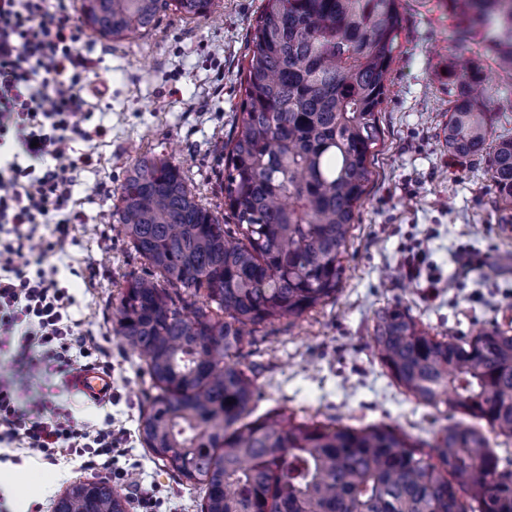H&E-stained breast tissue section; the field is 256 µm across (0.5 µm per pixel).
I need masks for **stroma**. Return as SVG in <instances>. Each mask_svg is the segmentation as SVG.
<instances>
[{"label": "stroma", "mask_w": 512, "mask_h": 512, "mask_svg": "<svg viewBox=\"0 0 512 512\" xmlns=\"http://www.w3.org/2000/svg\"><path fill=\"white\" fill-rule=\"evenodd\" d=\"M265 0H215L200 19L162 15L150 32L118 41L86 34L97 59L88 89L91 124L109 129L94 143L95 163L74 179L83 218L71 225L66 253L45 250L44 268L74 297L69 313L111 366L112 400L94 404L60 392L78 423L111 421L126 434V461L139 464L164 512H201L203 492L182 483L152 458L138 420L153 393L141 359L112 326V305L142 262L112 230L120 186L142 155L179 164L208 208L224 209V145L234 133L243 97L251 26ZM398 47L389 68L379 123L373 180L353 230L335 300L295 322L277 321L250 336L239 352L254 368L261 394L254 413L274 410L324 422L363 427L387 424L426 442L453 422L447 409L416 404L387 375L371 346L375 312L398 304L432 333L468 336L492 323L512 322V217L493 204L483 161L451 160L442 146L448 118V17L436 0H402ZM425 241L427 264L443 288L427 301L416 283L396 277L409 247ZM488 253L486 264L463 275L464 252ZM78 464L51 466L24 450L0 460V497L10 512L38 498L43 512L75 480L93 479Z\"/></svg>", "instance_id": "35a3bbf8"}]
</instances>
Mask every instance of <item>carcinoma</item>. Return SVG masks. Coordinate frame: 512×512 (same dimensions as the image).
Masks as SVG:
<instances>
[{
    "mask_svg": "<svg viewBox=\"0 0 512 512\" xmlns=\"http://www.w3.org/2000/svg\"><path fill=\"white\" fill-rule=\"evenodd\" d=\"M213 0H81L104 38L153 30ZM454 45L512 78V0H438ZM399 0H266L247 45L244 99L222 190L233 223L204 206L179 165L143 155L117 215L145 268L119 291L113 330L156 390L138 422L148 452L204 492L202 512H512V469L475 424L442 428L429 451L389 425L355 428L270 412L250 422L247 337L336 299L382 139L378 114L397 49ZM448 65V156L488 159L494 204L512 210V132L490 143L492 89ZM388 375L422 406L512 439V327L437 336L398 305L370 336ZM104 478L72 482L53 512H127Z\"/></svg>",
    "mask_w": 512,
    "mask_h": 512,
    "instance_id": "cac0c4a2",
    "label": "carcinoma"
}]
</instances>
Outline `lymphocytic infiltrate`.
Masks as SVG:
<instances>
[{
  "instance_id": "lymphocytic-infiltrate-1",
  "label": "lymphocytic infiltrate",
  "mask_w": 512,
  "mask_h": 512,
  "mask_svg": "<svg viewBox=\"0 0 512 512\" xmlns=\"http://www.w3.org/2000/svg\"><path fill=\"white\" fill-rule=\"evenodd\" d=\"M82 41L73 0H0V146L16 148L14 159L0 163V233L7 235L0 242V342L16 345L14 375L0 381V444H18L52 465L87 457L101 476L141 491L138 465L115 464L123 432L84 428L47 395L19 402L28 378L66 377L96 353L69 314L68 289L33 258L38 247L64 250L79 218L71 187L93 156L76 154L75 142L107 134L84 126L93 60ZM51 216L47 240L38 227Z\"/></svg>"
}]
</instances>
